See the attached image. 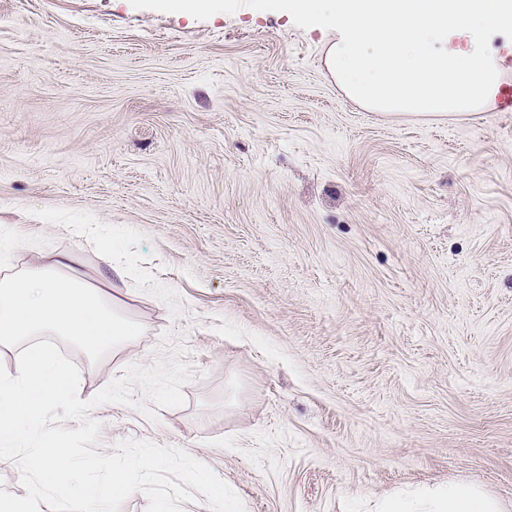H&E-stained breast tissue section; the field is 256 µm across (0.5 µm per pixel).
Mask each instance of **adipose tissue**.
I'll use <instances>...</instances> for the list:
<instances>
[{
    "label": "adipose tissue",
    "mask_w": 512,
    "mask_h": 512,
    "mask_svg": "<svg viewBox=\"0 0 512 512\" xmlns=\"http://www.w3.org/2000/svg\"><path fill=\"white\" fill-rule=\"evenodd\" d=\"M332 28L330 72L347 96L384 115L457 118L493 103L502 85L496 39L512 43V0H287ZM102 288L80 283L68 257L0 281V345L53 331L96 351L137 335L107 314ZM379 512H503L482 487L451 481L384 498Z\"/></svg>",
    "instance_id": "ef3b65f1"
}]
</instances>
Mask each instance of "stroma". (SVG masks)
<instances>
[{"instance_id":"1","label":"stroma","mask_w":512,"mask_h":512,"mask_svg":"<svg viewBox=\"0 0 512 512\" xmlns=\"http://www.w3.org/2000/svg\"><path fill=\"white\" fill-rule=\"evenodd\" d=\"M333 37L263 0H0V278L65 253L138 323L55 337L80 399L183 344L185 405L95 408L98 453L181 447L246 512L460 480L512 512V112H371Z\"/></svg>"}]
</instances>
